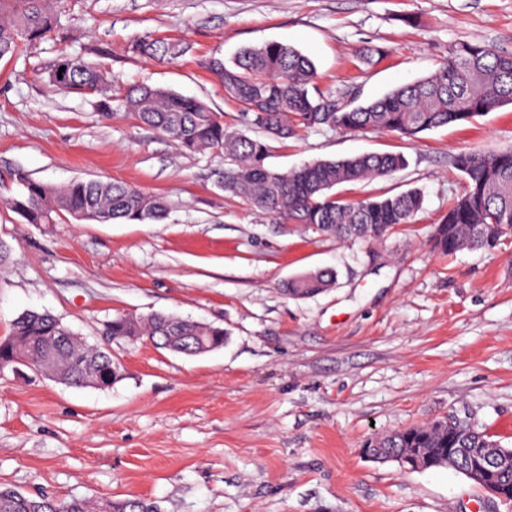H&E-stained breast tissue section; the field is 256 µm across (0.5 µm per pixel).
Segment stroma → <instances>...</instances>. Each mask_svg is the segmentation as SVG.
I'll list each match as a JSON object with an SVG mask.
<instances>
[{"label":"stroma","instance_id":"35a3bbf8","mask_svg":"<svg viewBox=\"0 0 512 512\" xmlns=\"http://www.w3.org/2000/svg\"><path fill=\"white\" fill-rule=\"evenodd\" d=\"M149 36L175 58L132 50ZM289 44L316 87L369 102L429 75L450 46L512 52V0H66L55 39L0 59V199L16 171L63 185L120 181L163 197L159 223L28 224L0 206V339L23 311L48 312L97 344L121 314L174 313L223 327L194 357L116 341L108 389L0 370V484L58 502L159 501L163 512H512L448 467L409 471L366 459V440L450 417L512 448V247L448 257L435 224L464 189L451 157L512 149V105L409 141L326 127L272 142L271 165L403 154L407 166L345 185L351 200L418 189L422 210L379 240L273 218L224 190L220 151L181 152L125 113L45 79L61 54L101 65L112 91L148 83L204 100L240 129L212 58ZM384 48L377 63L359 52ZM337 281L306 298L289 278ZM336 283V271L321 268L299 274L283 284L282 290L289 297H311L327 291Z\"/></svg>","mask_w":512,"mask_h":512}]
</instances>
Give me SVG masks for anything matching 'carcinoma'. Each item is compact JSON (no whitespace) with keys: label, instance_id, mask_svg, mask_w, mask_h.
I'll list each match as a JSON object with an SVG mask.
<instances>
[{"label":"carcinoma","instance_id":"carcinoma-1","mask_svg":"<svg viewBox=\"0 0 512 512\" xmlns=\"http://www.w3.org/2000/svg\"><path fill=\"white\" fill-rule=\"evenodd\" d=\"M64 0H0V59L23 43L53 39ZM153 58L179 56L180 45L144 38L135 46ZM64 72H59L60 67ZM211 69L224 92L238 101L241 122L262 136L230 132L203 101L154 85L133 87L120 99L102 67L80 56L62 54L49 71V83L80 95L99 97L102 114L131 113L139 125L173 141L186 153L222 150L231 161L224 190L251 206L292 224L330 233L338 239H379L407 224L423 208V196L408 190L361 200L336 197V188L387 176L406 165L400 153H372L338 160H316L279 172L268 164L271 140L295 138L303 130L328 127L344 131L376 130L408 139L438 128L471 122L512 104V53L482 42L463 41L427 77L402 85L366 104L351 106L333 95L311 92L317 70L310 58L280 42L246 47L229 62L213 59ZM465 179L463 193L448 207L433 237L434 248L453 254L464 249H501V228L512 225V150H463L452 157ZM18 194L0 201L29 224H57L69 217L96 223L158 222L164 199L122 182L76 178L63 186L31 179L23 172ZM336 283V271L321 268L283 284L290 297H311ZM64 325L48 312L27 311L13 323L10 340H0V369L23 365L75 387L109 388L112 354L72 333L54 343ZM110 341L149 340L158 348L197 356L224 346V328L174 314L120 315L105 326ZM411 471L448 466L486 493L512 491V448L474 427L450 429L447 423H422L375 437L364 444ZM496 447L506 463L488 476L472 448ZM0 512H162L158 502L141 497L122 500L74 498L66 504L30 496L0 485Z\"/></svg>","mask_w":512,"mask_h":512}]
</instances>
